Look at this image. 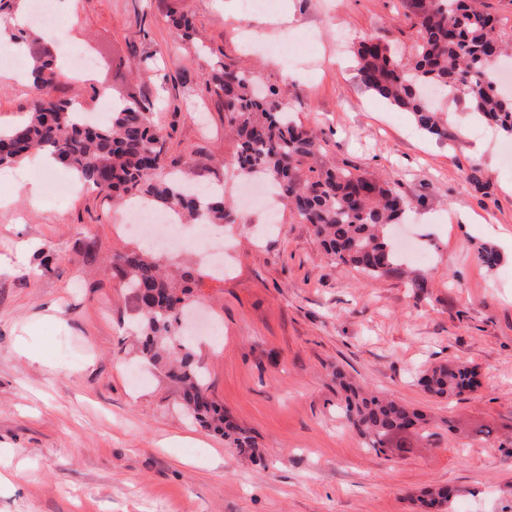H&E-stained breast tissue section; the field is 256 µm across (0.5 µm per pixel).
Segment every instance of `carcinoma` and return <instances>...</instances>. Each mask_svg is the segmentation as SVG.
Returning a JSON list of instances; mask_svg holds the SVG:
<instances>
[{"mask_svg":"<svg viewBox=\"0 0 512 512\" xmlns=\"http://www.w3.org/2000/svg\"><path fill=\"white\" fill-rule=\"evenodd\" d=\"M407 20L417 34L409 57L396 55L385 38L359 44L355 56L360 84L411 113L420 130L438 137L447 131L424 90L462 92L482 122L512 136V95H503L484 77L495 65L491 56L499 59L512 48L496 32V18L477 0H410ZM31 57L27 74L36 94L28 115L0 131V165L44 151L100 194L144 198L155 212L174 211L194 224L232 222L224 197L202 198L163 173L166 137L140 103L113 110L106 123L90 124L85 113L73 111L72 102L56 96L59 74L52 50L34 43ZM209 84L224 98L238 137L236 166L253 176L272 177L290 211L312 225L328 256L368 277L405 274L387 235V226L399 223L409 210L395 185L315 163L324 151L319 137L281 111L275 89L257 91L253 76L224 64ZM477 260L493 268L500 254L485 245L477 250ZM112 270L125 279L137 303L142 361L178 385L188 417L219 433L239 454L261 459L251 431L209 393L192 340L176 329L181 312L194 303L190 276L175 284L157 260L136 251L113 254ZM477 375L475 368L448 360L426 369L419 385L431 398L449 399L475 391L480 386ZM333 376L343 391V418L375 453H386V442L411 427L433 436L423 412L353 383L339 368ZM453 497L452 488L441 486L424 492L418 501L425 512H447Z\"/></svg>","mask_w":512,"mask_h":512,"instance_id":"cac0c4a2","label":"carcinoma"}]
</instances>
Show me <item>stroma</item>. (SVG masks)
<instances>
[{
	"instance_id": "35a3bbf8",
	"label": "stroma",
	"mask_w": 512,
	"mask_h": 512,
	"mask_svg": "<svg viewBox=\"0 0 512 512\" xmlns=\"http://www.w3.org/2000/svg\"><path fill=\"white\" fill-rule=\"evenodd\" d=\"M225 0H56L71 16L61 46L87 49L97 67L63 76L58 93L107 119L114 104L146 105L169 134L167 162L237 204L232 224L209 225L229 247L223 278L194 247L174 273H191L218 344L195 354L214 399L256 438L264 464L188 420L175 387L139 358L132 294L109 261L148 242L123 234L122 205L72 182L67 168L39 177V198L0 179V512H422L415 496L454 489L452 512H512V137L484 128L457 94L437 108L444 138L421 133L357 78L354 47L394 32L401 55L416 38L410 0H288L228 17ZM189 17L190 39L172 14ZM297 47L293 61L278 48ZM275 88L295 119L325 141L323 164L394 182L410 202L397 246L425 289L400 276L369 278L323 255L311 225L288 207L272 224L243 208L237 141L206 80L219 64ZM32 99L0 61V128ZM479 172L481 186L468 180ZM502 261L479 264V244ZM54 255L41 266L36 254ZM475 366L473 392L429 398L417 383L432 364ZM441 420L432 438L379 455L336 407L333 367ZM488 440L473 439V429Z\"/></svg>"
}]
</instances>
